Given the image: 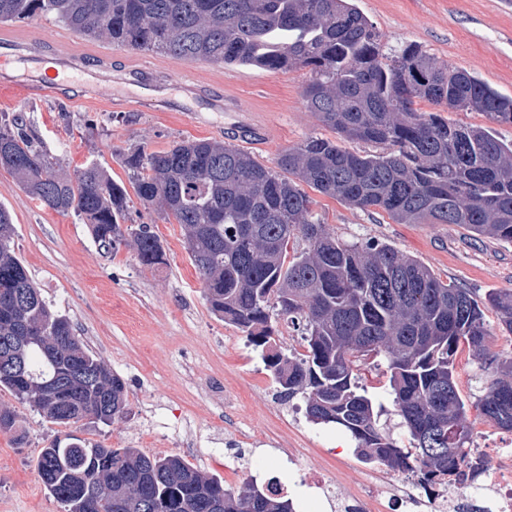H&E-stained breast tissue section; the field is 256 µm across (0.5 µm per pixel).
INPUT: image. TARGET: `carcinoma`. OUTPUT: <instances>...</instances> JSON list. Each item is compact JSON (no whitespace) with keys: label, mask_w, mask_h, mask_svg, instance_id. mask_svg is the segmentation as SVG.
<instances>
[{"label":"carcinoma","mask_w":512,"mask_h":512,"mask_svg":"<svg viewBox=\"0 0 512 512\" xmlns=\"http://www.w3.org/2000/svg\"><path fill=\"white\" fill-rule=\"evenodd\" d=\"M39 15L131 50L273 72L306 68L308 111L344 140L386 147L357 154L310 136L269 167L231 143L188 139L120 158L143 209L181 225L215 315L257 347L274 333L273 310L301 329L305 353L265 356L281 395L302 396L312 422L348 431L365 463L468 482L470 426L456 357L480 360L484 394L473 407L507 431L512 357L490 353L469 290L387 244L336 238L314 219L305 188L398 224H464L512 242V142L441 116L474 111L512 124V98L418 47L385 53L353 0H0L1 23ZM420 102L434 110L419 111ZM0 167L43 207L90 224L103 247L125 243L143 267L166 264L151 225H126L128 190L98 164L63 173L13 118L0 123ZM14 233L0 205V390L54 425L108 426L127 411L125 382L48 307L11 246ZM298 238L300 250L290 246ZM487 302L512 334V294L491 293ZM381 353L409 448L380 430L361 393L355 358ZM37 469L63 512H294L274 491L252 484L236 493L179 454L58 437L41 449Z\"/></svg>","instance_id":"obj_1"}]
</instances>
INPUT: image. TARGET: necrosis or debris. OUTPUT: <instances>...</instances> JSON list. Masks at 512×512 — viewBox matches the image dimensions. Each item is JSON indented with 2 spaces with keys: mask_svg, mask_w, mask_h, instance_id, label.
Returning <instances> with one entry per match:
<instances>
[{
  "mask_svg": "<svg viewBox=\"0 0 512 512\" xmlns=\"http://www.w3.org/2000/svg\"><path fill=\"white\" fill-rule=\"evenodd\" d=\"M469 454L477 476L464 488L445 480L422 487L400 472L377 477L347 497L334 496L313 474L307 485L326 500L329 512H381L391 501L416 512H512V448L492 456L473 448Z\"/></svg>",
  "mask_w": 512,
  "mask_h": 512,
  "instance_id": "necrosis-or-debris-1",
  "label": "necrosis or debris"
}]
</instances>
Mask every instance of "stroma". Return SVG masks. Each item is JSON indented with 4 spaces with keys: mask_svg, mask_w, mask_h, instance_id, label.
<instances>
[{
    "mask_svg": "<svg viewBox=\"0 0 512 512\" xmlns=\"http://www.w3.org/2000/svg\"><path fill=\"white\" fill-rule=\"evenodd\" d=\"M383 36L385 50L412 43L441 64L462 68L512 97V0H355ZM105 40L70 35L54 44V54L17 61L15 84L0 103V115H23L66 171L90 162L106 168L117 182L128 177L117 154L130 147L154 152L181 139L231 141L242 121L260 127L263 138L246 145L258 162L270 166L289 147L308 136L336 134L309 112L303 100L307 70L275 73L256 66H223L155 55L172 75L224 86L236 98L237 112H213L203 99L175 89L167 81L110 79L86 81L91 98L71 92L44 95L49 75H35L55 53L91 57L109 49ZM141 95L143 107L115 105V96ZM170 104L155 111L153 101ZM312 211L337 238L348 243L375 240L411 256L442 280H453L477 300L487 292H512V243L479 237L462 224H398L381 211L367 212L339 200L313 194ZM0 205L16 228L13 247L45 300L73 322L92 351L125 380L128 411L111 425L86 421L67 434L108 448H138L164 456L179 454L226 487L243 491L255 459L265 463L264 477L288 487L301 503L308 490L298 472L318 468L327 481L349 494L366 482L372 465L359 460L351 435L335 425L311 422L301 399L279 393L263 352L295 357L304 351L299 332L274 319L267 347L252 346L240 329L215 316L204 297L178 224L156 220L166 263L141 266L133 247L107 251L94 241L87 224L74 214L48 210L0 168ZM360 383L386 432L402 448L410 436L393 412L388 361L368 355L358 362ZM16 417V432H0V512H62L43 485L37 458L57 434L29 405L0 390V409ZM299 449L289 461V449Z\"/></svg>",
    "mask_w": 512,
    "mask_h": 512,
    "instance_id": "stroma-1",
    "label": "stroma"
}]
</instances>
